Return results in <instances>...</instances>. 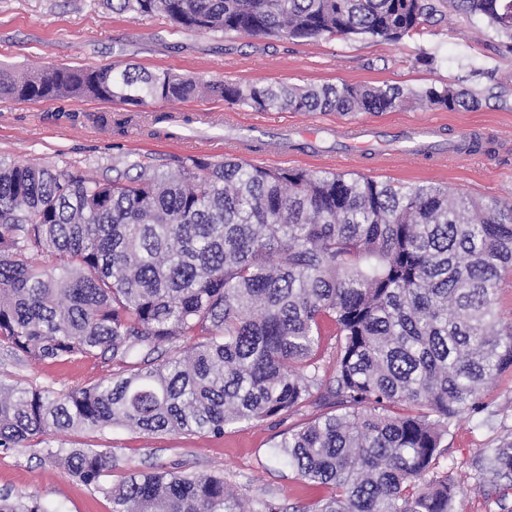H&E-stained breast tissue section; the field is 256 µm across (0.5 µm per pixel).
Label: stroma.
Segmentation results:
<instances>
[{"mask_svg": "<svg viewBox=\"0 0 512 512\" xmlns=\"http://www.w3.org/2000/svg\"><path fill=\"white\" fill-rule=\"evenodd\" d=\"M170 71L202 81L241 85L286 83L397 86L407 93L455 85L475 92L471 110H447L412 102L364 121L389 134L422 121L441 123L442 140L478 133L487 148L433 157L386 148L385 158L360 160L329 148L318 157L260 158L242 150L229 127L258 126L269 133H298L320 125L343 127L355 116L334 112H255L204 92L186 101L148 103L132 113L126 132L101 116L123 112L120 104L61 98L36 102L0 100V162L37 163L112 178L115 169L148 157L176 174V158L198 155L219 162L236 157L266 167L302 168L362 175L396 184L440 185L482 199L512 200V53L499 48L480 21L451 12L441 23L397 42L371 37L268 38L174 28L160 13L112 12L103 0H0V66L38 71L52 66ZM111 366L82 359L66 365L22 361L0 347V380L57 394L108 377ZM483 414L464 415L452 428L438 472L465 473L484 448L512 435V368L485 388ZM315 408L283 424L236 426L223 437L205 434L146 436L125 428L75 430L48 435L55 448H108L111 482L155 466L195 473L223 472L244 497L272 495L283 506L307 503L318 492L300 483L268 450L282 429L301 426ZM35 495L57 512H112L104 495L77 484L63 467L45 461L40 447L0 451V492Z\"/></svg>", "mask_w": 512, "mask_h": 512, "instance_id": "stroma-1", "label": "stroma"}]
</instances>
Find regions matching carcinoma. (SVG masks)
Listing matches in <instances>:
<instances>
[{"label": "carcinoma", "mask_w": 512, "mask_h": 512, "mask_svg": "<svg viewBox=\"0 0 512 512\" xmlns=\"http://www.w3.org/2000/svg\"><path fill=\"white\" fill-rule=\"evenodd\" d=\"M178 29L271 38L398 41L448 10L487 23L512 52V0H106ZM256 112H388L394 86L218 83ZM196 82L135 67L0 69V99L188 100ZM432 104L477 103L453 85ZM170 177L135 160L112 180L0 164V345L34 362L115 369L55 396L0 381V448L50 431L124 427L203 433L282 423L269 456L321 491L292 512H456L433 466L462 414L512 367V324L495 312L512 269V202L243 160L177 159ZM135 171L130 175L129 171ZM336 337L324 372L323 340ZM112 512H283L243 499L224 473L156 468L116 484L106 448H42ZM478 488H512V437L472 462ZM0 512H51L0 494Z\"/></svg>", "instance_id": "1"}]
</instances>
